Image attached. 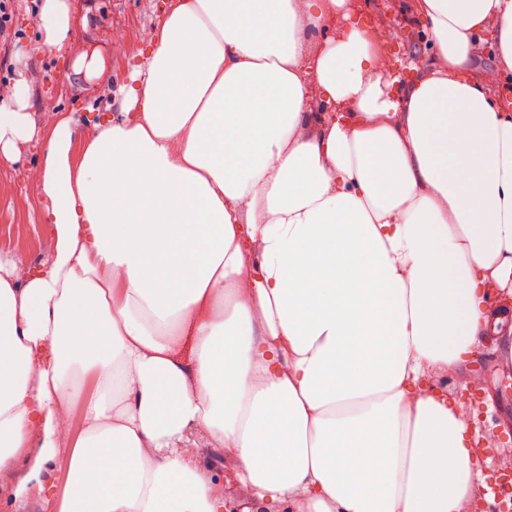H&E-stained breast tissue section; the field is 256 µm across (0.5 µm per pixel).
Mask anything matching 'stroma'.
Listing matches in <instances>:
<instances>
[{
    "mask_svg": "<svg viewBox=\"0 0 512 512\" xmlns=\"http://www.w3.org/2000/svg\"><path fill=\"white\" fill-rule=\"evenodd\" d=\"M166 2L73 0L76 23L70 56L97 50L112 57L111 80L89 81L80 76H68L59 59L43 47L36 24L38 0H16L10 21L12 42L6 50H0V80L13 81L14 57L16 53H25L34 104L31 117L36 134L32 139L19 143L18 162L0 161V252L7 250L4 237L24 228L40 236L41 253L52 249L53 238L44 222L48 201L39 183L24 186L17 183L16 176L24 167L43 164L44 142L60 112H73L82 117L87 115L89 106L102 108L117 103L119 85L127 81L132 65L145 48L143 33L159 23ZM403 2L369 0V15L378 29L395 30L399 47L395 63L405 69L410 63L426 61L431 41L416 19L404 13ZM117 33L122 36L118 43L113 40ZM48 99L55 104V111L41 110V103Z\"/></svg>",
    "mask_w": 512,
    "mask_h": 512,
    "instance_id": "stroma-1",
    "label": "stroma"
}]
</instances>
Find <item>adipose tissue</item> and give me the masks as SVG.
Here are the masks:
<instances>
[{
    "mask_svg": "<svg viewBox=\"0 0 512 512\" xmlns=\"http://www.w3.org/2000/svg\"><path fill=\"white\" fill-rule=\"evenodd\" d=\"M408 9L433 56L404 80L352 0H171L120 112L78 151L58 119L54 246L20 285L0 254V472L39 450L14 497L64 446L49 512H222L197 453L232 442L261 510L467 512L469 426L420 382L512 295V0ZM37 27L62 52L70 0ZM27 68L0 102L9 162L35 133ZM47 467L49 469V482L55 483L53 492L59 501L67 490L68 458L66 452L62 451Z\"/></svg>",
    "mask_w": 512,
    "mask_h": 512,
    "instance_id": "1",
    "label": "adipose tissue"
}]
</instances>
